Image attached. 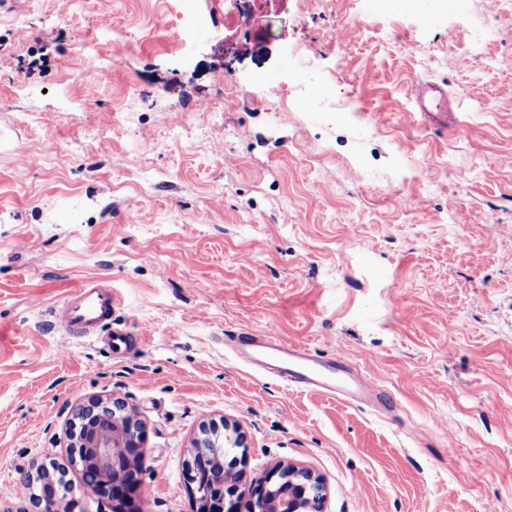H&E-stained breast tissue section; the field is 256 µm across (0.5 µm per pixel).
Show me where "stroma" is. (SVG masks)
<instances>
[{"label": "stroma", "instance_id": "1", "mask_svg": "<svg viewBox=\"0 0 512 512\" xmlns=\"http://www.w3.org/2000/svg\"><path fill=\"white\" fill-rule=\"evenodd\" d=\"M467 4L0 0V512L50 461L112 512L70 431L117 397L153 512H196L208 422L242 438L244 505L284 463L322 478L323 512H512V0L489 28ZM420 84L456 126L422 118ZM97 279L121 305L63 334L53 311ZM241 332L342 361L390 405L267 377Z\"/></svg>", "mask_w": 512, "mask_h": 512}]
</instances>
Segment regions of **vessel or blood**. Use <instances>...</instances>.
Returning <instances> with one entry per match:
<instances>
[{
    "instance_id": "b4317fda",
    "label": "vessel or blood",
    "mask_w": 512,
    "mask_h": 512,
    "mask_svg": "<svg viewBox=\"0 0 512 512\" xmlns=\"http://www.w3.org/2000/svg\"><path fill=\"white\" fill-rule=\"evenodd\" d=\"M415 98L422 113H436L439 124L447 125L448 106L441 87L433 84L417 86ZM119 304L118 294L89 281L73 299L54 311L53 318L65 334L88 336L93 334L100 321L111 317ZM235 342L237 348L251 354L253 365L289 385L330 395L346 391L345 384L327 376L323 364L305 347L272 336L242 335L236 337Z\"/></svg>"
}]
</instances>
